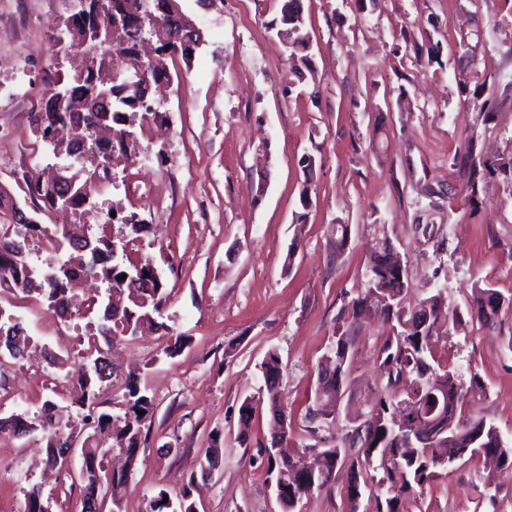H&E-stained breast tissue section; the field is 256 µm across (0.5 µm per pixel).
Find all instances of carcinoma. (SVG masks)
I'll return each instance as SVG.
<instances>
[{
  "mask_svg": "<svg viewBox=\"0 0 512 512\" xmlns=\"http://www.w3.org/2000/svg\"><path fill=\"white\" fill-rule=\"evenodd\" d=\"M150 9L143 8L142 0H86V6L72 14V28L68 31V50L77 42L85 29L98 25L102 15H110L127 23L125 36L120 37L106 29L102 40L107 47L125 59L138 57L137 46L144 38L152 39L159 56L179 55L189 58V52L196 51L201 38H188L169 47L168 33L158 29L151 14L167 6V0H148ZM277 35L289 52V59L307 64V57L298 51L309 47L305 32L302 0H284L279 17L273 23ZM104 59L98 58L86 66L84 72L72 75L68 80H59L42 98L38 110L32 114V126L40 141L48 137H64L72 142V159L80 169L60 180H36L34 191L45 205L53 203L54 195L69 192L72 199H86L96 194L93 177L102 167L112 164L119 156L127 155L133 145L127 143L124 133L127 123L142 112L144 96L149 85L142 79H133L112 86L109 96L101 97L97 92ZM112 128L122 145V150H112L108 142L93 138L92 129L97 126ZM455 159L469 171L467 192L471 202H477L478 179L481 172L497 170L512 172V158L498 164L477 156L475 143L468 140ZM12 224H0V244L8 254L0 259V286L4 285L21 291L24 297L32 294L48 302L55 309H63L62 302L67 294L82 281L87 273H93L101 280L112 297L122 301V312L108 308L104 301L91 300L89 307L96 312L95 330L102 336H134L142 328L169 329L164 321L168 294L162 278L152 274L148 262L129 261L121 267L112 264V235L107 225L99 226V232L82 240L74 234H65L56 240L58 247L68 251V258L59 265L53 276L37 281L29 271V240L48 238L51 231L44 224H37L26 216L11 212ZM351 236L350 226L338 224L333 229L332 246L341 254ZM403 262L399 252L388 241L369 269L365 288L352 300V317L360 318L373 310H379L396 322V333L388 337L380 348L379 368L387 378V388L395 390L404 376L411 377L410 384L402 389L405 398L399 399L389 393L372 398L368 410L361 413L362 419L340 443L322 450L325 460L324 472L312 473L305 462V452L290 449V433H285L280 446L270 449L268 463L276 471V479L284 482L288 492L282 495V512H295L297 503L314 490H321L334 480L336 467L350 462L351 471H373L375 483L381 493L376 495V512H401L402 500L421 492L439 474L448 469L465 454L494 456L501 463L512 465V446L508 445L497 428L482 419L462 418V411L468 398L484 390L478 374L470 376L469 385L459 380L457 371L450 365L435 364L431 348L437 342V331H425L414 319L415 313L427 317L430 324L439 327L460 317L446 309L441 296L432 295L422 300L417 307L406 306V294L410 284L407 274L401 271ZM477 309L472 313L483 324L493 322V317L506 307H512V294L504 295L494 288L478 289ZM6 331L20 337L19 347L8 351L14 359L24 357L28 338L23 336L24 328L18 319L0 308V332ZM88 347L84 354V368L78 383L82 391L79 399L62 406L53 400L44 402L34 417L11 414L0 418V432L12 431L19 435L37 431V423L46 422L61 429L69 427L73 413L88 410L85 419L93 428L94 435L87 436L82 446L86 456L97 472H88L81 481L82 503L89 505L87 512H100L101 482L99 472L103 471V454L95 443V436L103 435L115 441V447L125 451L127 469L112 472L106 481V493L110 494L115 507H120L123 491L128 483L130 469L136 462L138 450L143 443V431L153 408L152 399L144 394L134 378L128 380L127 411L121 419L112 415L94 414L93 404L98 401L105 383L112 382V364L100 350L97 336L87 335ZM352 346L348 330L336 332L330 355L324 363L331 374L319 379L317 391L318 409L314 415H330L339 406L346 389V363ZM264 390L270 413L282 412L280 393L279 356L270 352L262 363ZM437 396L439 407L447 410L452 425L440 435L431 448L410 444L400 423L411 421L421 415ZM344 448L356 449L355 456L348 458ZM169 494L159 490L151 503V512H194L190 501V485L186 484L176 493V503L171 506L164 502Z\"/></svg>",
  "mask_w": 512,
  "mask_h": 512,
  "instance_id": "1",
  "label": "carcinoma"
}]
</instances>
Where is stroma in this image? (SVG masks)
<instances>
[{
	"label": "stroma",
	"instance_id": "1",
	"mask_svg": "<svg viewBox=\"0 0 512 512\" xmlns=\"http://www.w3.org/2000/svg\"><path fill=\"white\" fill-rule=\"evenodd\" d=\"M179 4L204 41L191 61L165 59L174 78L162 110L178 138L140 134L95 207L39 215L93 229L110 211L138 212L149 230L137 258L169 293L168 331L114 340L112 384L98 399L100 411L123 415L133 372L156 407L122 512H150L159 490L187 483L196 512H282L260 365L279 355L290 438L308 458L347 434L381 387L377 354L390 320H359L346 394L326 418L312 415L320 364L382 235L401 254L408 304L438 293L462 315L436 355L462 379L478 373L485 390L465 413L512 444V308L490 326L469 315L480 288L512 294V176L483 174L473 203L453 163L468 139L487 159L512 157V0H304L313 71L302 78L270 28L278 0ZM63 12L62 0H0V185L14 195L15 175L49 162L35 151L30 115L47 80L73 73V59L46 53ZM338 223L351 227L339 256ZM0 308L32 341L27 359H0V417L78 396L84 345L74 321L13 290L0 291ZM179 336L181 352L168 355ZM47 350L62 369L46 367ZM215 439L221 463L207 474ZM44 457L40 433H0V512H25L35 484L53 512H80L79 485L47 471ZM351 477L337 469L298 512H348ZM403 512H512V467L461 459Z\"/></svg>",
	"mask_w": 512,
	"mask_h": 512
}]
</instances>
